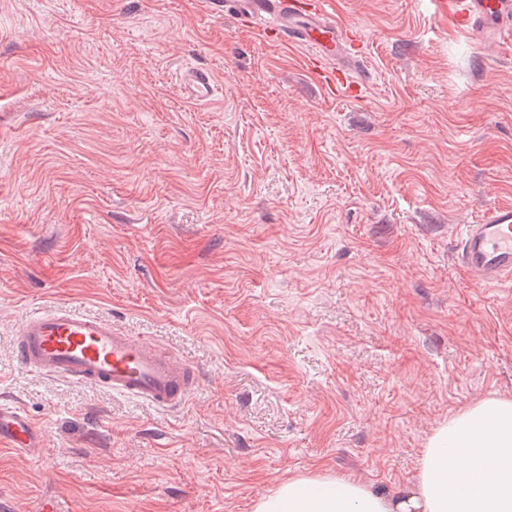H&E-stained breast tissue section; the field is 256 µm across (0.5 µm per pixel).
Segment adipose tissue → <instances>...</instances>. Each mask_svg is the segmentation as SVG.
I'll use <instances>...</instances> for the list:
<instances>
[{
	"mask_svg": "<svg viewBox=\"0 0 512 512\" xmlns=\"http://www.w3.org/2000/svg\"><path fill=\"white\" fill-rule=\"evenodd\" d=\"M254 512H512V398L479 399L436 427L409 495L315 474L289 478Z\"/></svg>",
	"mask_w": 512,
	"mask_h": 512,
	"instance_id": "1",
	"label": "adipose tissue"
}]
</instances>
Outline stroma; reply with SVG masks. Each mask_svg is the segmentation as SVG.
<instances>
[{"mask_svg":"<svg viewBox=\"0 0 512 512\" xmlns=\"http://www.w3.org/2000/svg\"><path fill=\"white\" fill-rule=\"evenodd\" d=\"M329 2L365 38L354 97L205 0H0V404L46 435L0 447V512H252L317 472L405 495L439 424L512 398V287L457 261L512 204V44ZM54 305L190 365L184 407L19 365ZM185 90L196 101L208 99L214 92L211 74L204 69H189L181 75Z\"/></svg>","mask_w":512,"mask_h":512,"instance_id":"35a3bbf8","label":"stroma"}]
</instances>
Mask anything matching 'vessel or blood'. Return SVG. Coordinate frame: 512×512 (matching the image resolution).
I'll list each match as a JSON object with an SVG mask.
<instances>
[{
  "instance_id": "b4317fda",
  "label": "vessel or blood",
  "mask_w": 512,
  "mask_h": 512,
  "mask_svg": "<svg viewBox=\"0 0 512 512\" xmlns=\"http://www.w3.org/2000/svg\"><path fill=\"white\" fill-rule=\"evenodd\" d=\"M326 0H232L238 14L274 30L285 42L314 50L311 66L334 62L329 92L354 87L352 66L362 56V37L339 25ZM438 14L481 32L485 44L512 42V0H436ZM191 98L208 99L214 92L211 74L190 69L181 76ZM459 262L488 287L512 281V205L490 210L482 223L467 225ZM13 354L37 374L87 384L132 397L157 409L179 408L196 384L190 368L156 344L134 336L112 322L81 315L66 306L38 309L26 315L15 331ZM43 432L13 405H0V446L36 456Z\"/></svg>"
}]
</instances>
